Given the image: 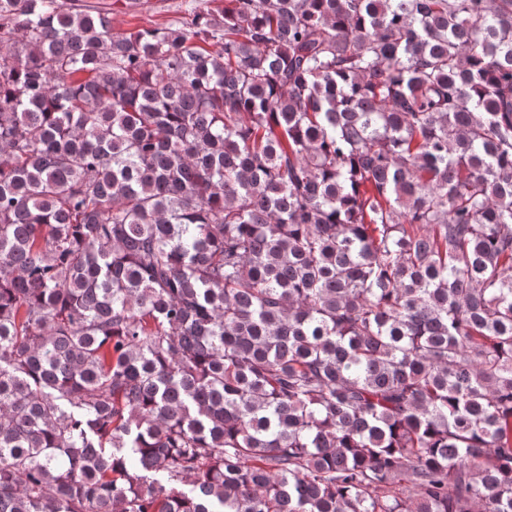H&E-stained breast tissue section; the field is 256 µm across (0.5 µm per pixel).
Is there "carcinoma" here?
Instances as JSON below:
<instances>
[{
	"label": "carcinoma",
	"mask_w": 512,
	"mask_h": 512,
	"mask_svg": "<svg viewBox=\"0 0 512 512\" xmlns=\"http://www.w3.org/2000/svg\"><path fill=\"white\" fill-rule=\"evenodd\" d=\"M0 512H512V0H0ZM112 2V13L109 18L112 29L118 32H131L138 28L167 27L175 20L186 16L200 0H140V8L129 9L124 5L126 0H89ZM114 3V4H113Z\"/></svg>",
	"instance_id": "obj_1"
}]
</instances>
